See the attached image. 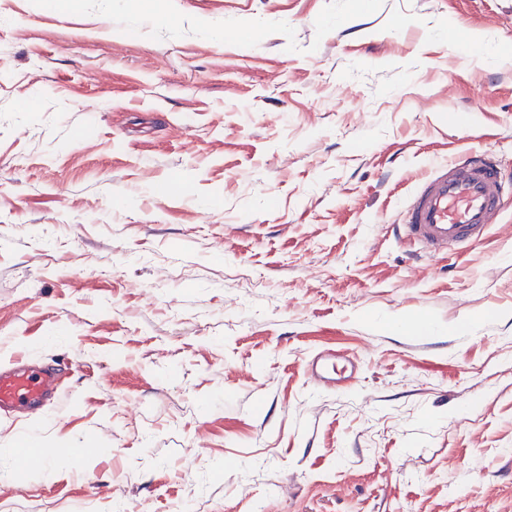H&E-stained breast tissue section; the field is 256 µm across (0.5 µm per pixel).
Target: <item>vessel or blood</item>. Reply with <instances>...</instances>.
<instances>
[{
  "instance_id": "1",
  "label": "vessel or blood",
  "mask_w": 512,
  "mask_h": 512,
  "mask_svg": "<svg viewBox=\"0 0 512 512\" xmlns=\"http://www.w3.org/2000/svg\"><path fill=\"white\" fill-rule=\"evenodd\" d=\"M508 190L490 152L433 164L408 201L400 229L422 252L442 254L481 239L501 220ZM58 376L13 354L0 366V412L40 418L57 391Z\"/></svg>"
}]
</instances>
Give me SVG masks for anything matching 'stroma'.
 <instances>
[{
  "mask_svg": "<svg viewBox=\"0 0 512 512\" xmlns=\"http://www.w3.org/2000/svg\"><path fill=\"white\" fill-rule=\"evenodd\" d=\"M479 150L512 0H0V512H512V203L394 230ZM507 193L492 152L432 163L406 204L401 238L428 254L472 244L500 223ZM57 383L53 370L35 367L25 354L14 353L8 364L0 366V412L40 418Z\"/></svg>",
  "mask_w": 512,
  "mask_h": 512,
  "instance_id": "1",
  "label": "stroma"
}]
</instances>
